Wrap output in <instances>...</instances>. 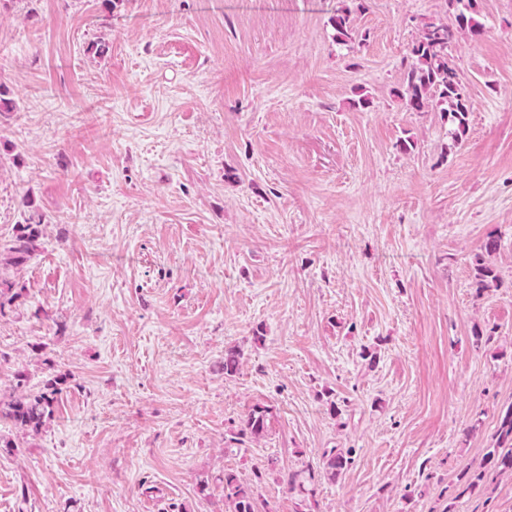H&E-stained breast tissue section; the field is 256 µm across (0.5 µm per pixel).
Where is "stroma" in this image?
Wrapping results in <instances>:
<instances>
[{
  "label": "stroma",
  "mask_w": 512,
  "mask_h": 512,
  "mask_svg": "<svg viewBox=\"0 0 512 512\" xmlns=\"http://www.w3.org/2000/svg\"><path fill=\"white\" fill-rule=\"evenodd\" d=\"M350 2L0 0V244L39 230L0 402L62 381L39 434L0 420V512H228V471L260 512H512L460 480L512 406V0L448 48L458 143L396 95L449 0H365L359 49ZM332 24L336 31V40L342 44L355 43L358 35L355 36L351 19V9L344 7L337 10L336 15L332 19Z\"/></svg>",
  "instance_id": "stroma-1"
}]
</instances>
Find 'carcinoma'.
<instances>
[{"label": "carcinoma", "instance_id": "obj_1", "mask_svg": "<svg viewBox=\"0 0 512 512\" xmlns=\"http://www.w3.org/2000/svg\"><path fill=\"white\" fill-rule=\"evenodd\" d=\"M449 2L456 7L455 24L450 26L430 22L425 25L419 39L410 49L398 95L411 112H422L433 101L441 105V112L452 126L451 134L457 143L466 133L470 104L464 94L458 70L448 58V46L460 31L468 33L474 40L481 38L484 27L476 18V0ZM332 24L338 42L348 44L356 41L350 8L338 10ZM36 238V228L28 224L11 241L8 251L13 254V258L24 260L36 251ZM58 393L57 381L54 380L41 391L19 395L8 404L5 417L23 429L37 432L44 425L47 409L52 407ZM266 419L267 410L257 406L247 414L245 429L259 435L265 429ZM495 439L497 448L487 453L484 464L462 474L461 479L467 488H478L489 467L512 474V408L501 416ZM348 463L349 458L339 449L333 448L323 454V467L331 479L339 477ZM224 498L231 502V512H259L250 487L244 485L232 472L224 474Z\"/></svg>", "mask_w": 512, "mask_h": 512}]
</instances>
